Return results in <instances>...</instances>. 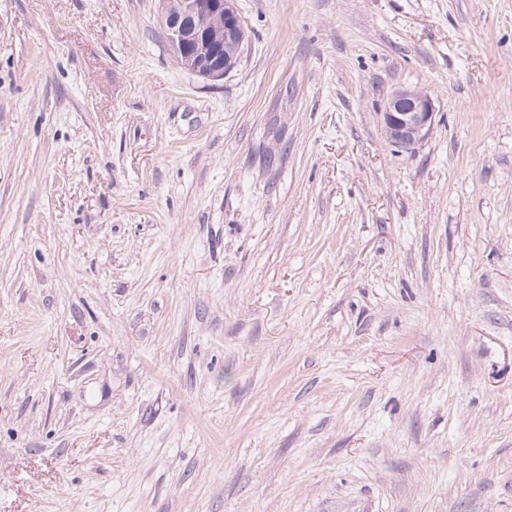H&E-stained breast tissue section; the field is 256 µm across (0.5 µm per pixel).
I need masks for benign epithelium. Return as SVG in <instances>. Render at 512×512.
Here are the masks:
<instances>
[{"instance_id":"1","label":"benign epithelium","mask_w":512,"mask_h":512,"mask_svg":"<svg viewBox=\"0 0 512 512\" xmlns=\"http://www.w3.org/2000/svg\"><path fill=\"white\" fill-rule=\"evenodd\" d=\"M224 16V40L211 34V21ZM163 25L175 58L210 80H220L236 64L225 55L228 45L242 46L245 28L235 0H164ZM435 107L431 97L418 89L400 88L387 100L381 120L387 139L404 150H413L433 129Z\"/></svg>"}]
</instances>
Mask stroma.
<instances>
[{
    "mask_svg": "<svg viewBox=\"0 0 512 512\" xmlns=\"http://www.w3.org/2000/svg\"><path fill=\"white\" fill-rule=\"evenodd\" d=\"M236 7L0 0V512H512V0ZM174 0L164 1L163 25L168 42L180 64L210 80H220L236 64L224 49L245 40V28L235 6V0ZM224 14V41L211 34V21ZM435 107L424 91L395 90L387 100L381 120L387 139L404 150H414L433 129Z\"/></svg>",
    "mask_w": 512,
    "mask_h": 512,
    "instance_id": "stroma-1",
    "label": "stroma"
}]
</instances>
